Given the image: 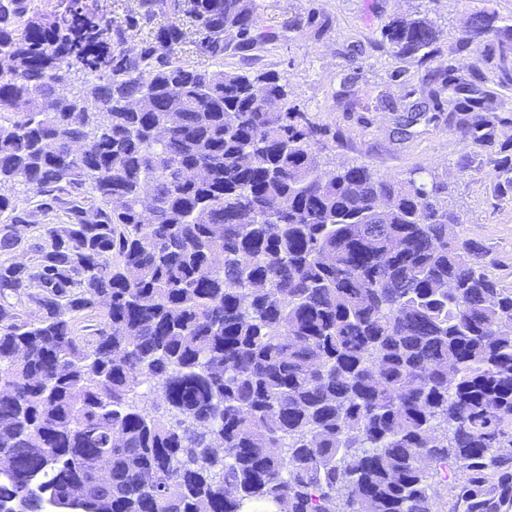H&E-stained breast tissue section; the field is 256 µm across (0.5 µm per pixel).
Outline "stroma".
Segmentation results:
<instances>
[{"instance_id":"stroma-1","label":"stroma","mask_w":512,"mask_h":512,"mask_svg":"<svg viewBox=\"0 0 512 512\" xmlns=\"http://www.w3.org/2000/svg\"><path fill=\"white\" fill-rule=\"evenodd\" d=\"M256 31L282 40L261 60L287 81L288 100L336 134L322 153L323 171L365 165L379 177L440 184L459 237L485 251V271L512 287V172L495 159L512 154V0H254ZM495 14L498 35L462 46V21L474 12ZM426 17L440 32L425 62L400 61L382 37L395 17ZM480 63L493 101L482 115L497 126L494 143L472 149L448 118L447 104L429 102L428 72L451 70L469 78ZM425 114L401 130L409 109ZM406 123V122H405Z\"/></svg>"}]
</instances>
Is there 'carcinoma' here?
<instances>
[{"mask_svg":"<svg viewBox=\"0 0 512 512\" xmlns=\"http://www.w3.org/2000/svg\"><path fill=\"white\" fill-rule=\"evenodd\" d=\"M30 2L0 0V253L18 224L41 238L34 263L0 262V512H437L450 465V512H512V288L443 187L323 179L330 130L283 76L222 64L278 41L252 0H187L212 70L177 55L175 23L133 44L167 0L120 23ZM462 28L499 32L485 11ZM383 39L404 61L438 32L395 17ZM76 62L95 81L61 105ZM450 88L452 113L491 98L449 74L429 97Z\"/></svg>","mask_w":512,"mask_h":512,"instance_id":"obj_1","label":"carcinoma"}]
</instances>
